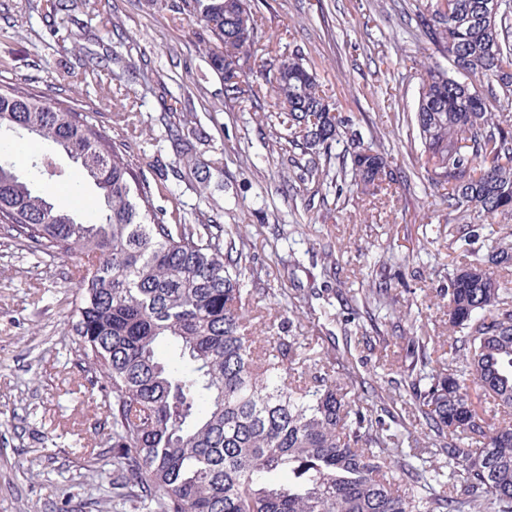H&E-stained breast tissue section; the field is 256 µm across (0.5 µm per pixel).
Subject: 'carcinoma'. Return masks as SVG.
<instances>
[{"mask_svg":"<svg viewBox=\"0 0 512 512\" xmlns=\"http://www.w3.org/2000/svg\"><path fill=\"white\" fill-rule=\"evenodd\" d=\"M57 34L59 16L80 0H27ZM178 10L207 35L206 63L239 100L257 27L248 0H180ZM448 58L449 75L425 68L415 122L422 167L448 189V209L466 221L439 224L461 243L448 272V348L413 328L404 372L420 434L396 418L387 374L376 398L349 359L319 354L305 337L263 314L244 287L251 256L237 227L210 219L169 224L151 183L88 112L38 91L0 82V130H22L75 160L93 185L98 220L57 209L35 186L61 176L53 158L25 179L0 163V231L34 257L78 261V295L68 320L79 361L95 374L86 394L104 398L112 438V496L145 512H512V302L500 273L512 269V232L480 241L483 222L512 217V0H428L418 14ZM99 62L71 68L87 88ZM498 86L490 95L482 82ZM278 124L301 150L300 179L375 196L386 153L351 142V164L336 166L332 144L345 119L321 124L329 98L300 54L273 74ZM195 131L178 162L200 175ZM391 281H369L355 307H396ZM478 388L499 419L475 403ZM283 473L288 484L271 475Z\"/></svg>","mask_w":512,"mask_h":512,"instance_id":"cac0c4a2","label":"carcinoma"}]
</instances>
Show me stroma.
I'll return each instance as SVG.
<instances>
[{
	"label": "stroma",
	"instance_id": "obj_1",
	"mask_svg": "<svg viewBox=\"0 0 512 512\" xmlns=\"http://www.w3.org/2000/svg\"><path fill=\"white\" fill-rule=\"evenodd\" d=\"M26 0H0V77L36 85L49 98L82 107L84 91L67 71L79 49L103 53L121 39L135 67L113 79L101 69L110 99L95 118L112 140L127 134L114 100L137 114L141 150L134 160L149 181H164L166 220L197 215L241 225L252 258L247 287L260 305L277 308L274 291L314 290L318 297L293 326L315 351L352 352L362 374L380 361L396 366L407 354L409 323L392 310L353 318L336 295L337 281L360 288L374 263L401 269V301L417 304L430 335L447 336L448 306L435 297L446 286L455 254L447 239L423 237L425 226L448 221L445 191L430 186L417 160L423 147L415 124L426 58L443 61L417 18L421 0H251L263 58L275 63L301 52L347 134L380 139L391 156L396 184L363 196L301 181V155L288 132L267 117L274 109L270 84L256 103L226 100L224 85L198 49L200 29L177 10L178 0L152 9L145 0H112V26L101 23L102 4L85 0L74 22L41 44V20ZM206 137L200 161L218 190L201 196L190 172H176L178 146L168 140L163 116ZM53 158L62 175L48 184L55 206L75 211L91 191L64 153ZM332 250L338 272L324 262ZM75 267L37 259L0 236V512H141L138 502L102 496L112 482V450L98 444L105 412L86 402L82 369L68 336ZM387 336L388 345L378 342Z\"/></svg>",
	"mask_w": 512,
	"mask_h": 512
}]
</instances>
